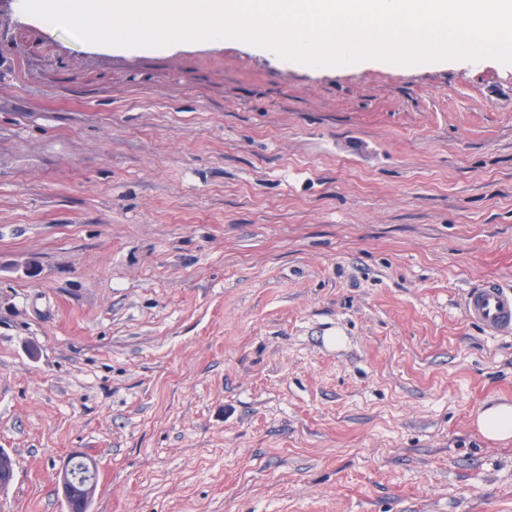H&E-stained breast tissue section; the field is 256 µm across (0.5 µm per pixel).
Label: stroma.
<instances>
[{
    "label": "stroma",
    "mask_w": 512,
    "mask_h": 512,
    "mask_svg": "<svg viewBox=\"0 0 512 512\" xmlns=\"http://www.w3.org/2000/svg\"><path fill=\"white\" fill-rule=\"evenodd\" d=\"M512 66L108 50L0 0V512H512ZM464 306L468 318L488 332L512 334V290L487 281L468 294ZM480 433L493 441L512 438V405L501 403L481 411L476 418ZM73 459H79L77 464L82 465V469L85 471V478H76ZM58 482L62 498L66 503H69L73 498H77L87 506L98 484L96 461L88 455H74L69 461H65L63 467L58 472Z\"/></svg>",
    "instance_id": "obj_1"
}]
</instances>
